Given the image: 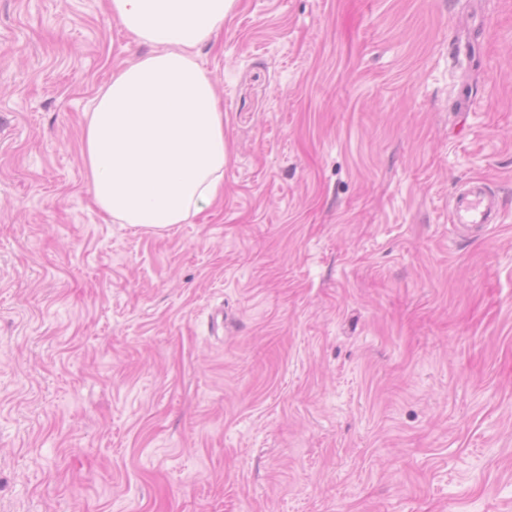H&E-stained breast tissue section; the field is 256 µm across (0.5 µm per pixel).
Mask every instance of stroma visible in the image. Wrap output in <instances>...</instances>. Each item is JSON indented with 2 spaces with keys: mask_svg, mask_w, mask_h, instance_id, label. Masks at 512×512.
<instances>
[{
  "mask_svg": "<svg viewBox=\"0 0 512 512\" xmlns=\"http://www.w3.org/2000/svg\"><path fill=\"white\" fill-rule=\"evenodd\" d=\"M142 52L0 0V512H512V0H242L224 197L162 236L82 158ZM451 219L475 229L500 223L502 211L495 191L481 181L468 182L455 195Z\"/></svg>",
  "mask_w": 512,
  "mask_h": 512,
  "instance_id": "1",
  "label": "stroma"
}]
</instances>
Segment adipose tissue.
<instances>
[{
  "label": "adipose tissue",
  "mask_w": 512,
  "mask_h": 512,
  "mask_svg": "<svg viewBox=\"0 0 512 512\" xmlns=\"http://www.w3.org/2000/svg\"><path fill=\"white\" fill-rule=\"evenodd\" d=\"M108 5L149 51L119 67L94 99L83 132L86 177L113 223L161 234L224 194V108L199 50L215 42L241 0Z\"/></svg>",
  "instance_id": "1"
}]
</instances>
